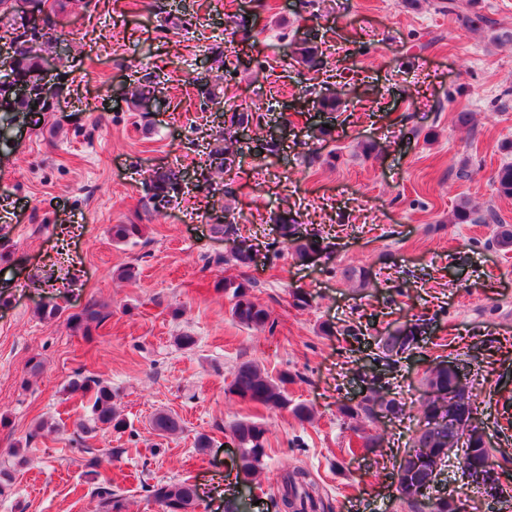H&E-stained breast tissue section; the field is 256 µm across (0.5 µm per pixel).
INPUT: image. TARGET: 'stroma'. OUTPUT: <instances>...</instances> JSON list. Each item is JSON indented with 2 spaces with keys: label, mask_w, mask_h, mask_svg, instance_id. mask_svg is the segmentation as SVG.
Returning a JSON list of instances; mask_svg holds the SVG:
<instances>
[{
  "label": "stroma",
  "mask_w": 512,
  "mask_h": 512,
  "mask_svg": "<svg viewBox=\"0 0 512 512\" xmlns=\"http://www.w3.org/2000/svg\"><path fill=\"white\" fill-rule=\"evenodd\" d=\"M40 48L55 85L50 109L17 113L0 140V451L30 439L0 512H99L96 482H109L127 512H162L148 486L186 481L195 512H224L237 488L230 425L248 418L266 428L269 455L251 483L250 512H276L286 471L309 472L313 512H409L379 456L405 446L426 395L424 377L442 348L473 374L478 416L497 448L495 467L512 487V251L490 246V224H452L461 202L493 209L512 224V199L492 177L512 163V42L469 30L430 0H325L316 16L300 0H59ZM252 14L243 41L228 16ZM318 32L327 64L299 71L290 42ZM224 75L229 105L267 107L275 152L260 157L252 133H238L240 161L229 179L208 177L205 160L224 131L204 112L196 78ZM160 79L164 110L134 112L125 88ZM346 101L345 112L313 111L314 85ZM471 113L472 127L457 123ZM330 126L334 162L308 164L320 126ZM375 142L377 157L362 155ZM183 171L188 185L167 213H153L143 184L158 170ZM234 190L239 233L252 244L250 266L224 262L229 251L224 188ZM288 209L323 250L297 262L269 220ZM115 224H138L140 238L112 239ZM135 267L133 280L118 278ZM363 268L367 285L342 272ZM251 280L270 313L266 327L240 325L225 281ZM308 293L306 309L291 292ZM96 302L108 317L92 335L69 314ZM63 308L54 320L39 308ZM422 324L421 348L391 366L377 344L401 325ZM331 326L325 335L323 326ZM193 336L192 348L178 345ZM253 360L271 377L287 372L289 399L313 407L312 421L241 402L228 386ZM39 371H32V362ZM109 383L129 423L79 441L88 401L70 393L75 372ZM394 392L406 421L356 430L338 408L359 399L364 375ZM165 411L180 429L151 427ZM54 431L30 438L39 419ZM207 435L208 448L196 445ZM380 448L365 450L364 435ZM101 458L84 476L85 448ZM442 478L468 512H512L465 484L456 465Z\"/></svg>",
  "instance_id": "35a3bbf8"
}]
</instances>
